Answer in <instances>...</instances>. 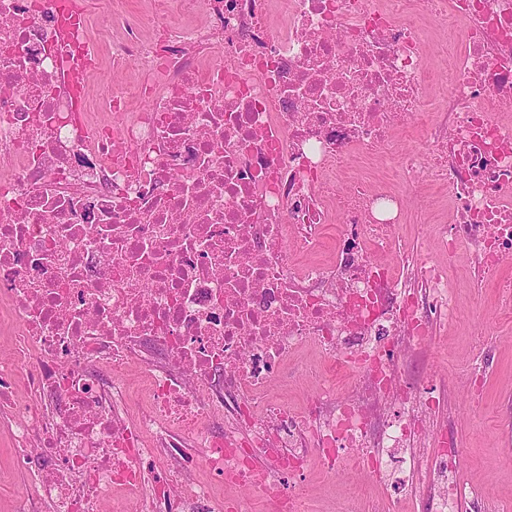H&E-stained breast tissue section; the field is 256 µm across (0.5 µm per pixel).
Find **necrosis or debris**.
<instances>
[{
	"mask_svg": "<svg viewBox=\"0 0 512 512\" xmlns=\"http://www.w3.org/2000/svg\"><path fill=\"white\" fill-rule=\"evenodd\" d=\"M211 22L151 36L84 0H0V415L11 453L39 448L35 484L52 512H100L114 488L142 489L140 512H222L185 472L198 449L226 485L307 512L283 481L310 454L357 469L399 465L430 512H459L447 439L433 440L406 381L408 353L457 317L445 262L412 265L417 289L371 260L391 249L421 171L448 192L449 252L467 249L485 281L512 291V0H206ZM448 25L446 91L429 101L425 18ZM140 66L135 88L93 93L91 74ZM145 99L139 111L131 97ZM400 192L336 183L348 158L388 153ZM347 232L333 265L296 262ZM356 377L302 412L268 381L304 343ZM138 363L150 406L137 413L113 373ZM26 375L18 397L14 381ZM399 398L381 416L386 398ZM224 418L220 431L212 416ZM248 421L249 436L238 434ZM429 442L426 462L394 456ZM178 468L145 481L148 464Z\"/></svg>",
	"mask_w": 512,
	"mask_h": 512,
	"instance_id": "4bbe7bcc",
	"label": "necrosis or debris"
}]
</instances>
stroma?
<instances>
[{
  "label": "stroma",
  "instance_id": "35a3bbf8",
  "mask_svg": "<svg viewBox=\"0 0 512 512\" xmlns=\"http://www.w3.org/2000/svg\"><path fill=\"white\" fill-rule=\"evenodd\" d=\"M421 189L432 201L430 209L407 207L393 241V255L415 258L429 252L442 255L433 237L435 221L448 219V194L433 185L429 173L420 176ZM458 316L434 343L416 350L422 365L409 383L422 396L432 397L435 431L446 433L449 450L459 461L455 481L462 492V512H512V310L502 309L498 292L475 273L468 253H459L451 270ZM318 368L334 379L339 393L353 387L344 367L324 359L314 344H306L289 362L287 386H274L273 397L301 411L317 391L316 380L302 369ZM357 451L343 449V465L328 469L312 457L303 476L290 482L309 512H423L421 497L409 495L390 479L357 474L350 467ZM46 462L30 451L22 465L0 466V512H50L45 501L24 496L22 488L38 477ZM190 480L206 484L224 512H234L235 500H244L248 512H272L273 505L260 493L228 490L198 459Z\"/></svg>",
  "mask_w": 512,
  "mask_h": 512
}]
</instances>
